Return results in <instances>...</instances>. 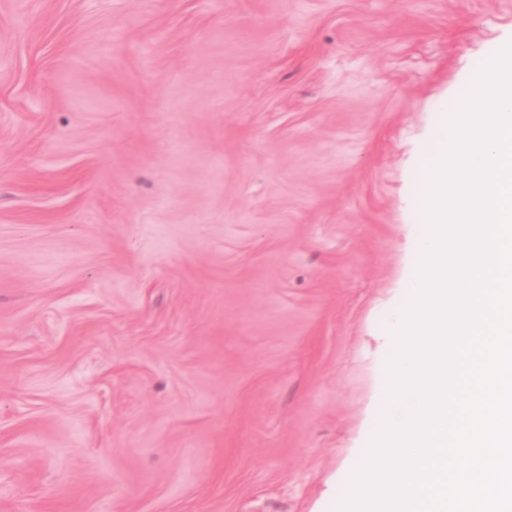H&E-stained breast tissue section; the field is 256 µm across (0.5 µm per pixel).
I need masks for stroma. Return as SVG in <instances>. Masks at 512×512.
Listing matches in <instances>:
<instances>
[{
  "mask_svg": "<svg viewBox=\"0 0 512 512\" xmlns=\"http://www.w3.org/2000/svg\"><path fill=\"white\" fill-rule=\"evenodd\" d=\"M512 0H0V512H335L431 131Z\"/></svg>",
  "mask_w": 512,
  "mask_h": 512,
  "instance_id": "stroma-1",
  "label": "stroma"
}]
</instances>
